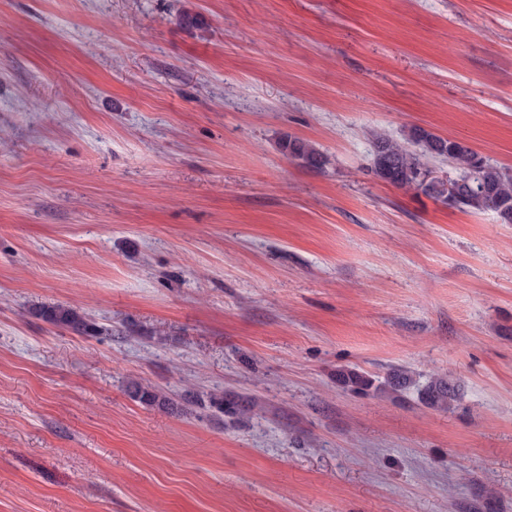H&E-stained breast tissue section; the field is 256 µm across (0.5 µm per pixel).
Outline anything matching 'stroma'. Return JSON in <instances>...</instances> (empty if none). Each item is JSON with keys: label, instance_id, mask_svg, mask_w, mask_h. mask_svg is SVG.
Listing matches in <instances>:
<instances>
[{"label": "stroma", "instance_id": "35a3bbf8", "mask_svg": "<svg viewBox=\"0 0 512 512\" xmlns=\"http://www.w3.org/2000/svg\"><path fill=\"white\" fill-rule=\"evenodd\" d=\"M415 126L512 169V0H0V512H512V224L373 175ZM281 151L298 165L312 169L323 170L329 163V158L310 141L297 137L286 136L280 143ZM33 316L80 336H93L97 331L95 323L82 311L65 304H48L32 308ZM339 381L350 387L351 390L368 394L370 391H379L382 387H389L393 391H400L414 383L412 376L403 369L394 370L384 381L375 385L376 380L371 375L355 369L341 370L338 374ZM420 392L423 403L433 408L445 409L448 408V403L456 399L457 387L448 379L431 377ZM129 396L142 404L147 406H156L163 409H168L172 402L162 391L159 389L144 385L139 381H131L128 385ZM209 401L210 406L224 413V415L237 419L246 417L252 410L251 401L238 395L213 394Z\"/></svg>", "mask_w": 512, "mask_h": 512}]
</instances>
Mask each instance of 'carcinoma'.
Masks as SVG:
<instances>
[{"label": "carcinoma", "mask_w": 512, "mask_h": 512, "mask_svg": "<svg viewBox=\"0 0 512 512\" xmlns=\"http://www.w3.org/2000/svg\"><path fill=\"white\" fill-rule=\"evenodd\" d=\"M281 151L298 165L322 170L329 158L310 141L286 136L280 143ZM373 173L381 180L407 192L423 194L448 207L472 212L494 213L500 223L512 224V171L494 165L481 157L465 142L456 138L442 137L424 128L414 127L405 142H399L383 134L372 138ZM451 158L456 164L455 175L472 176L478 188L464 192L453 200L438 186L425 185L416 178L417 172L429 166L430 161ZM31 314L45 322L67 329L80 336H92L97 331L95 323L82 311L65 304H48L35 307ZM339 381L351 390L367 394L388 387L400 391L414 383L408 371L397 369L384 382L375 384L371 375L355 369L339 372ZM129 396L147 406L167 409L172 402L159 389L132 381L128 385ZM457 387L442 377H432L421 389V399L426 405L445 409L455 400ZM210 406L227 416L238 419L252 410L250 400L238 395L213 394Z\"/></svg>", "instance_id": "cac0c4a2"}]
</instances>
